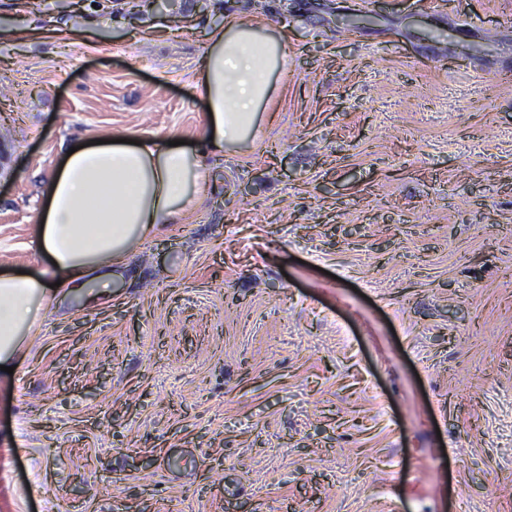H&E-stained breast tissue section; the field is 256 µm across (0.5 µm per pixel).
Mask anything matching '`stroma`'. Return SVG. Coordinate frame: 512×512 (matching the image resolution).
<instances>
[{
    "label": "stroma",
    "instance_id": "1",
    "mask_svg": "<svg viewBox=\"0 0 512 512\" xmlns=\"http://www.w3.org/2000/svg\"><path fill=\"white\" fill-rule=\"evenodd\" d=\"M171 2L0 0V273L50 268L68 146L198 143L209 34L288 38L189 214L0 374V512H512V0Z\"/></svg>",
    "mask_w": 512,
    "mask_h": 512
}]
</instances>
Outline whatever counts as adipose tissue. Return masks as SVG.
<instances>
[{"label":"adipose tissue","mask_w":512,"mask_h":512,"mask_svg":"<svg viewBox=\"0 0 512 512\" xmlns=\"http://www.w3.org/2000/svg\"><path fill=\"white\" fill-rule=\"evenodd\" d=\"M285 35L259 20L226 18L197 64L196 89L207 108L200 147L167 139L82 146L50 178L36 244L53 262L51 278L0 274V365L58 289L82 287L101 267L122 266L130 251L183 217L203 188L205 152L247 142L274 100L287 56Z\"/></svg>","instance_id":"1"}]
</instances>
